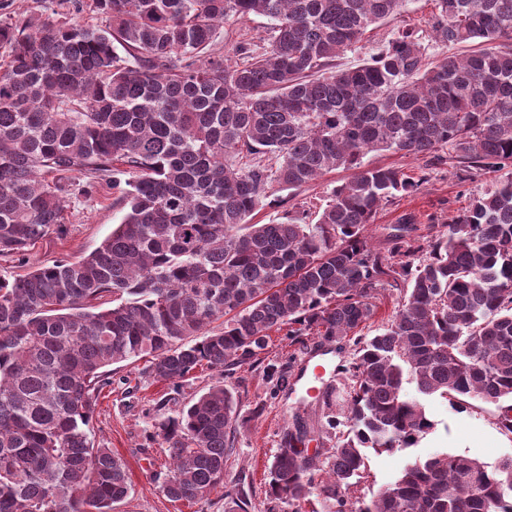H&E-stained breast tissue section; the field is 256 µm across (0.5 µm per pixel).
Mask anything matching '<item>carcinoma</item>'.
<instances>
[{"label": "carcinoma", "instance_id": "1", "mask_svg": "<svg viewBox=\"0 0 512 512\" xmlns=\"http://www.w3.org/2000/svg\"><path fill=\"white\" fill-rule=\"evenodd\" d=\"M406 0H90L108 24L0 20V257L22 258L65 224L67 176L128 175L120 224L75 262L0 277V512H114L132 491L124 460L92 441L110 367L179 386L215 382L149 439L170 459L159 493L196 503L224 485L238 416L229 380L269 332L292 345L353 342L323 397L334 444L300 415L282 428L265 512H512V455L493 465L433 454L369 501L355 497L367 450L413 447L434 428L424 399L498 406L512 437V177L446 224L410 215L369 235L378 211L420 181L370 167V152L449 158L459 174L512 167V0H433V60L403 29L363 64L341 54ZM261 15L266 48L213 52L218 26ZM338 168L310 222L304 209L252 224L275 188ZM400 292L373 336L377 287ZM415 385L408 395L405 385ZM243 491L224 512H248Z\"/></svg>", "mask_w": 512, "mask_h": 512}]
</instances>
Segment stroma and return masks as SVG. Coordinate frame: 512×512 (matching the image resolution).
<instances>
[{"mask_svg":"<svg viewBox=\"0 0 512 512\" xmlns=\"http://www.w3.org/2000/svg\"><path fill=\"white\" fill-rule=\"evenodd\" d=\"M433 8L432 0H407L402 14L384 21L368 32L357 51L345 53L339 63L351 66L362 63L376 53L394 29L410 25L426 28ZM58 12L74 21L91 26H104L101 16L76 8L73 0H0V18L21 23L34 15L47 16ZM268 20L253 16L239 22H228L216 32L214 48L226 53L231 44L246 41L261 44ZM366 163L390 166L414 177H423L420 189L411 196L384 206L372 226L373 243L383 246L384 227L396 224L406 213L414 214L419 229L430 224H443L466 210L473 198L490 187L493 174L473 173L470 180L459 182L453 163L430 166L423 158L393 152L371 153ZM349 170L328 172L317 183L298 190H283L277 208L262 207L253 220L267 224L280 220L284 213L302 209L318 211L324 206L330 191L347 181ZM83 174L73 173L69 182L73 192L67 200L68 221L62 234H53L40 241L28 261L0 260V276L25 273L38 265L59 261H76L88 255L108 237L123 212L115 206V189L106 184L85 189ZM307 358L298 347L290 346L282 334L272 336V342L260 362L238 368L232 382L239 412V431L233 455L224 468V488L215 491L208 500L188 504L173 502L161 495L159 485L168 474L169 460L160 442L149 441L164 414L179 411L192 398L203 393L212 382L210 372L198 373L195 379L174 387L141 375L142 361L121 363L110 387L105 388L90 422L96 444L112 448L128 467L132 485L129 499L116 512H224V490L242 488L251 502L250 512H264L266 474L276 449L278 432L301 416L315 431H326L325 410L321 399L308 395V377L302 371ZM290 367L299 380L293 389H277L274 379L266 373L267 364ZM168 397L164 411L155 404ZM426 407L435 423L434 429L420 439L415 447L395 453H369L368 476L357 487L355 495L370 500L379 489L391 483L406 461L425 458L438 452L476 458L494 464L501 456L512 453V439H505L495 426L497 408L494 404L474 402L463 409L452 408L448 401L433 397Z\"/></svg>","mask_w":512,"mask_h":512,"instance_id":"35a3bbf8","label":"stroma"}]
</instances>
